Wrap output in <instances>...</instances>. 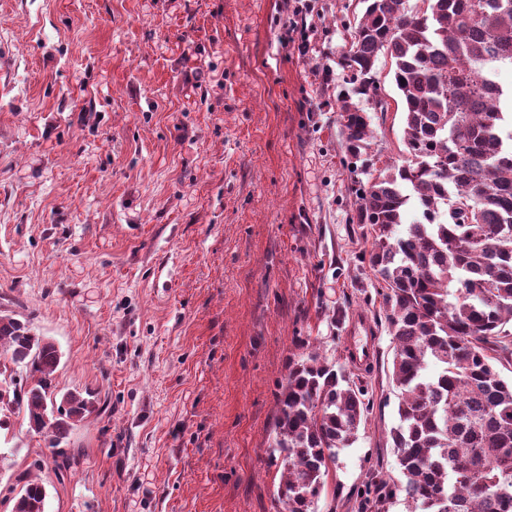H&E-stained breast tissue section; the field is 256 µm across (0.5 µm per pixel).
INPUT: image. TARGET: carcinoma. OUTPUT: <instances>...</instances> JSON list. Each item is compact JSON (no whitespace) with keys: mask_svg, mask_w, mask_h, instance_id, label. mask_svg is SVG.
I'll list each match as a JSON object with an SVG mask.
<instances>
[{"mask_svg":"<svg viewBox=\"0 0 512 512\" xmlns=\"http://www.w3.org/2000/svg\"><path fill=\"white\" fill-rule=\"evenodd\" d=\"M349 25L343 65L351 91L339 95L346 152L367 154L375 66L389 55L401 96L406 160L365 171L355 189L364 253L383 284V315L396 341L392 379L401 391L389 432L404 477L365 489L399 494L409 512H512V133L505 91L512 66V0H362ZM480 13L474 19V12ZM417 218L407 222V214ZM279 384L271 453L283 472L275 502L316 512L336 449L355 441L373 408L367 387L300 336ZM0 411L21 410L56 448L94 411L78 391L56 400L60 352L22 321L0 315ZM11 512H45L40 480L18 477Z\"/></svg>","mask_w":512,"mask_h":512,"instance_id":"cac0c4a2","label":"carcinoma"}]
</instances>
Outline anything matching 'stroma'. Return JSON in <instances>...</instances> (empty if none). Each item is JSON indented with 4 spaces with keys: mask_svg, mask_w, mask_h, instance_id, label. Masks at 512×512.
Segmentation results:
<instances>
[{
    "mask_svg": "<svg viewBox=\"0 0 512 512\" xmlns=\"http://www.w3.org/2000/svg\"><path fill=\"white\" fill-rule=\"evenodd\" d=\"M362 0H0V313L62 358L56 393L95 410L63 449L1 416L0 512L19 474L46 512H276V391L294 337L348 366L356 313L374 403L337 449L318 512L400 481L394 340L354 223L337 94ZM371 115L403 163L391 60Z\"/></svg>",
    "mask_w": 512,
    "mask_h": 512,
    "instance_id": "stroma-1",
    "label": "stroma"
}]
</instances>
